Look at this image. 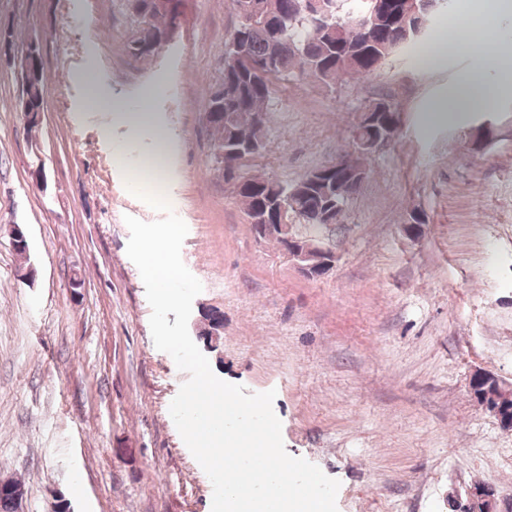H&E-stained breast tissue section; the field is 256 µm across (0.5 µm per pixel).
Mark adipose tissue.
Listing matches in <instances>:
<instances>
[{"label": "adipose tissue", "mask_w": 512, "mask_h": 512, "mask_svg": "<svg viewBox=\"0 0 512 512\" xmlns=\"http://www.w3.org/2000/svg\"><path fill=\"white\" fill-rule=\"evenodd\" d=\"M499 14L487 9L465 19L461 30L451 31L448 42L458 50L478 56L483 69L499 71L500 80L486 83L481 72L467 75L461 81L448 87L446 98L436 104L439 112L457 114L469 110L473 105L487 100L493 93L512 89V57L503 54L492 42L491 37L497 31ZM155 95L154 89H146L137 107H128L121 99L104 95L97 88H90L87 103L89 106L111 113L117 121L134 128H151L156 142V153L145 163L150 174L160 177L165 173L169 130L158 123L150 110V103Z\"/></svg>", "instance_id": "obj_1"}]
</instances>
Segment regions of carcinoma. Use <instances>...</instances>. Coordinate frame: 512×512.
Returning a JSON list of instances; mask_svg holds the SVG:
<instances>
[{
    "label": "carcinoma",
    "mask_w": 512,
    "mask_h": 512,
    "mask_svg": "<svg viewBox=\"0 0 512 512\" xmlns=\"http://www.w3.org/2000/svg\"><path fill=\"white\" fill-rule=\"evenodd\" d=\"M132 23L126 36L127 52L136 59H147L167 38L174 0L162 5L159 0H125ZM240 18L224 50V68L218 85L224 98L208 101L212 114L211 159L216 170H224V158L218 150L235 141L253 144V152L266 146V127L272 112V95L276 83L299 72L332 87L347 79L371 75L380 63L396 52L415 45L405 40L396 20L397 10L360 34L351 33V23L371 6L370 0H329V12L322 18L312 17L301 8L302 0H233ZM243 187L233 188L248 215L266 194L282 182L270 177L247 174ZM324 191L314 187L298 191L288 203L287 217L312 222ZM496 389L489 376L471 386L470 394L480 405L485 395Z\"/></svg>",
    "instance_id": "1"
}]
</instances>
